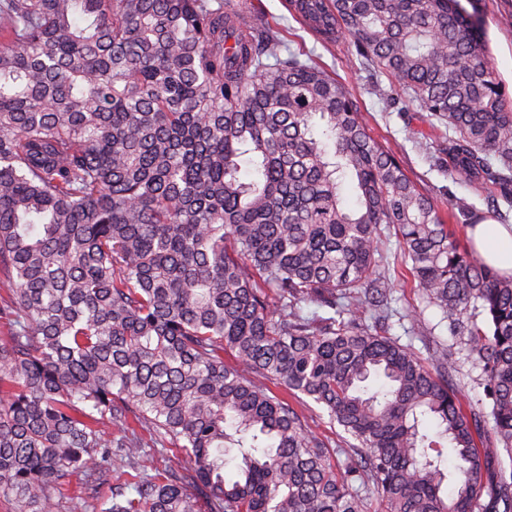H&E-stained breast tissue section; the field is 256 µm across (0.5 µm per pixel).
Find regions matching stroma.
<instances>
[{
	"mask_svg": "<svg viewBox=\"0 0 512 512\" xmlns=\"http://www.w3.org/2000/svg\"><path fill=\"white\" fill-rule=\"evenodd\" d=\"M251 2L256 11L264 13L266 20L280 30L288 49L312 56L356 97L371 136L397 155L422 191L446 202L464 201L479 215L495 217L506 212L507 206L494 183L454 181L435 165L434 160L440 156L443 143L426 139L425 133L430 126L425 113L419 112L408 95L394 86L387 76L361 66L355 59L356 48L352 40L322 44L293 18L285 0ZM384 265L392 280L397 306L408 315L402 324L393 326V334L400 336L402 343L413 344L418 351L423 348L419 336L432 331L447 337L446 328L438 324V312L424 307L407 277L403 247L397 241H390L385 247Z\"/></svg>",
	"mask_w": 512,
	"mask_h": 512,
	"instance_id": "35a3bbf8",
	"label": "stroma"
}]
</instances>
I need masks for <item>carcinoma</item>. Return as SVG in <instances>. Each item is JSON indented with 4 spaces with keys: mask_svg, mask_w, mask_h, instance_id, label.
Here are the masks:
<instances>
[{
    "mask_svg": "<svg viewBox=\"0 0 512 512\" xmlns=\"http://www.w3.org/2000/svg\"><path fill=\"white\" fill-rule=\"evenodd\" d=\"M479 2L288 10L352 39L448 130V176L512 207V104ZM392 235L481 370L479 402L448 343L423 356L387 334ZM4 282L12 512H365L355 484L381 512H512V466L478 448L512 463V275L460 246L351 93L250 0H0ZM276 388L355 441L345 467Z\"/></svg>",
    "mask_w": 512,
    "mask_h": 512,
    "instance_id": "1",
    "label": "carcinoma"
}]
</instances>
